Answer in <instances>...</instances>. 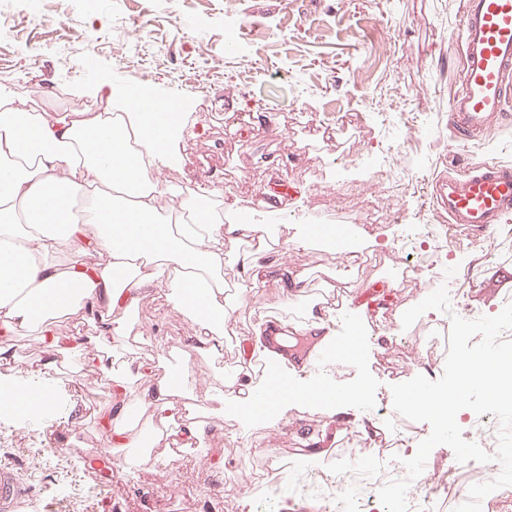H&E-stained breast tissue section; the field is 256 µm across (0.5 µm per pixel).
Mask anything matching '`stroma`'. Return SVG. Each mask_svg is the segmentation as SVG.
<instances>
[{
	"instance_id": "35a3bbf8",
	"label": "stroma",
	"mask_w": 512,
	"mask_h": 512,
	"mask_svg": "<svg viewBox=\"0 0 512 512\" xmlns=\"http://www.w3.org/2000/svg\"><path fill=\"white\" fill-rule=\"evenodd\" d=\"M462 0H0V98L32 112L77 117L102 111L111 92L178 100L187 135L177 137L174 163L164 178L181 188L224 187L225 209L250 213L267 182L288 186L279 223L267 225L265 261H284L307 277L311 290L357 294L373 285L389 296L388 309L367 322L368 353L354 362L322 364L289 374L324 388L366 386L368 401L332 403L324 397L288 405L280 420L254 413L215 416L210 398L226 391L242 364L245 337L257 323L307 318V302L286 304L277 283L231 303L234 332L224 354L196 351L193 317L165 294L143 299L111 364L96 359V314L80 310L60 318L52 336L15 340L0 374L26 373L55 362L60 403L49 415L26 418L0 412V465L17 470L35 512H326L325 501L298 489L300 465L330 472L342 465L352 441L366 440V425L385 442L368 453L390 451L386 466L403 469L408 448L399 431L411 423L393 408L391 385L416 375L440 377L443 368L421 353L430 331L447 316L424 313L410 328L402 315L437 287L440 269L452 267V311L498 314L512 299V219L457 244L427 238V259L408 276L398 269L406 236L423 225L443 229L426 187L441 173L461 174L495 158L512 162V110L492 139L462 147L448 130V100L459 87ZM76 19L95 29L92 49L66 26ZM332 231L356 224L360 248L387 253L377 271H358L325 243H291L298 225ZM498 293L484 301L485 289ZM150 367L133 390L173 371L189 374V416L208 420L210 436L182 449L179 467L158 444L152 458H113L106 475L83 473L89 449L108 447L105 414L115 397L113 377L126 360ZM83 405L71 421L70 401ZM345 426H337V419ZM44 463L31 468L33 452Z\"/></svg>"
}]
</instances>
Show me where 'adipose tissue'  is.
Returning a JSON list of instances; mask_svg holds the SVG:
<instances>
[{
	"label": "adipose tissue",
	"mask_w": 512,
	"mask_h": 512,
	"mask_svg": "<svg viewBox=\"0 0 512 512\" xmlns=\"http://www.w3.org/2000/svg\"><path fill=\"white\" fill-rule=\"evenodd\" d=\"M177 113L160 118L124 104L119 112L47 118L0 103V334L25 336L78 309L111 307L95 338L110 356L123 319L155 288L194 317L198 351L215 356L231 334L224 303V249L256 233L225 222L220 197L182 193L161 213L160 179L181 134ZM66 262H57L58 253ZM237 260L251 287L269 277L290 286L288 302L307 284L286 263Z\"/></svg>",
	"instance_id": "adipose-tissue-1"
}]
</instances>
